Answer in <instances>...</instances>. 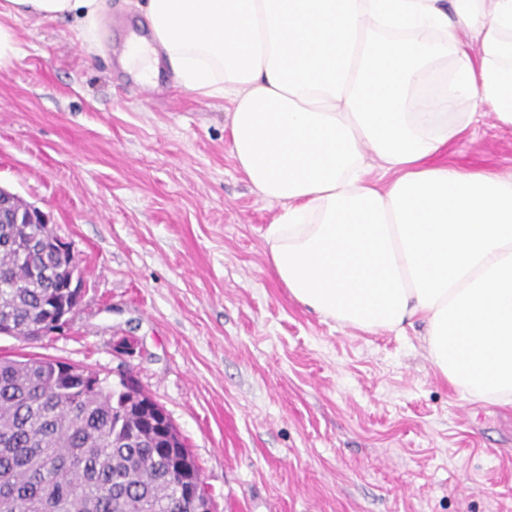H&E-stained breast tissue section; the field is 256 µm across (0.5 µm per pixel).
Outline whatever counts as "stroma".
I'll return each mask as SVG.
<instances>
[{
  "label": "stroma",
  "instance_id": "stroma-1",
  "mask_svg": "<svg viewBox=\"0 0 512 512\" xmlns=\"http://www.w3.org/2000/svg\"><path fill=\"white\" fill-rule=\"evenodd\" d=\"M13 26L0 187L49 214L84 288L64 334L0 335V355L131 373L214 512H512V408L435 374L424 323L367 333L290 296L264 239L278 208L236 165L223 102L166 67L143 94L113 55L147 30L135 0H112L94 51L64 19ZM448 160L512 174V126L474 114Z\"/></svg>",
  "mask_w": 512,
  "mask_h": 512
}]
</instances>
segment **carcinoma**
Masks as SVG:
<instances>
[{"instance_id":"cac0c4a2","label":"carcinoma","mask_w":512,"mask_h":512,"mask_svg":"<svg viewBox=\"0 0 512 512\" xmlns=\"http://www.w3.org/2000/svg\"><path fill=\"white\" fill-rule=\"evenodd\" d=\"M0 224V323L54 321L69 291L53 251ZM51 358L0 357V512H172L180 452L143 424L131 393Z\"/></svg>"}]
</instances>
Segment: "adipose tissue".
<instances>
[{
  "label": "adipose tissue",
  "mask_w": 512,
  "mask_h": 512,
  "mask_svg": "<svg viewBox=\"0 0 512 512\" xmlns=\"http://www.w3.org/2000/svg\"><path fill=\"white\" fill-rule=\"evenodd\" d=\"M124 61L227 104L231 153L279 207L271 266L314 312L366 332L426 325L436 372L512 407V175L449 164L460 101L512 126V0H145ZM110 0H0L6 18H67L102 45ZM480 41L471 55L460 40ZM453 59L445 67V59ZM395 179H369V157Z\"/></svg>",
  "instance_id": "obj_1"
}]
</instances>
